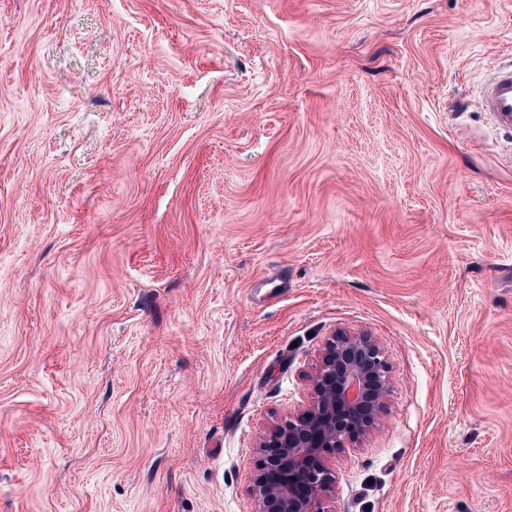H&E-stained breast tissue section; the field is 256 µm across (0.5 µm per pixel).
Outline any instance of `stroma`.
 <instances>
[{
    "instance_id": "stroma-1",
    "label": "stroma",
    "mask_w": 512,
    "mask_h": 512,
    "mask_svg": "<svg viewBox=\"0 0 512 512\" xmlns=\"http://www.w3.org/2000/svg\"><path fill=\"white\" fill-rule=\"evenodd\" d=\"M509 60L512 0H0V512H254L338 329L330 512H512ZM494 75L484 87L482 102L494 123L508 131L512 130V66H493ZM307 380L305 400L288 420L258 435L256 512H328L336 496L332 459L385 422L393 382L370 333L334 332Z\"/></svg>"
}]
</instances>
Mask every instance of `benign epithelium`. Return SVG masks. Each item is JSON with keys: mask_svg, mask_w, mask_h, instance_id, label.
<instances>
[{"mask_svg": "<svg viewBox=\"0 0 512 512\" xmlns=\"http://www.w3.org/2000/svg\"><path fill=\"white\" fill-rule=\"evenodd\" d=\"M393 391L383 347L368 332L336 331L308 375L305 400L258 435L256 512H327L336 453L380 429Z\"/></svg>", "mask_w": 512, "mask_h": 512, "instance_id": "7a95c632", "label": "benign epithelium"}]
</instances>
